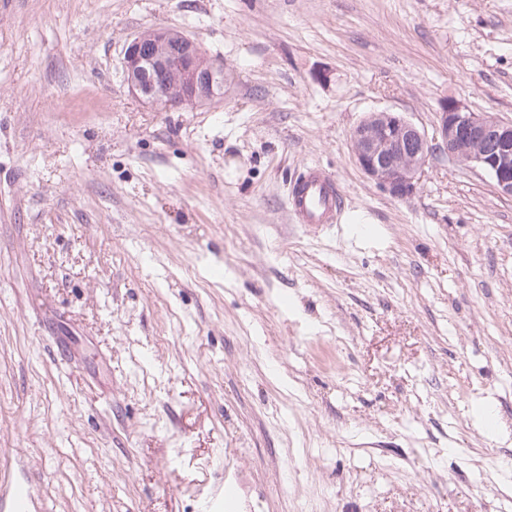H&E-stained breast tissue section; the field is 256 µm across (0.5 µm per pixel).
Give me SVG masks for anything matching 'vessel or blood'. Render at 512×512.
<instances>
[{
    "label": "vessel or blood",
    "mask_w": 512,
    "mask_h": 512,
    "mask_svg": "<svg viewBox=\"0 0 512 512\" xmlns=\"http://www.w3.org/2000/svg\"><path fill=\"white\" fill-rule=\"evenodd\" d=\"M288 208L293 223L303 226L336 224L344 212V196L331 173L321 165L311 164L292 181ZM33 496L31 484H10L4 496L7 512H32Z\"/></svg>",
    "instance_id": "1"
}]
</instances>
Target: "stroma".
I'll list each match as a JSON object with an SVG mask.
<instances>
[{
	"mask_svg": "<svg viewBox=\"0 0 512 512\" xmlns=\"http://www.w3.org/2000/svg\"><path fill=\"white\" fill-rule=\"evenodd\" d=\"M168 27L224 95L123 80ZM512 122V0H0V478L34 512H512V198L352 130ZM339 225L291 223L305 167ZM493 413L496 428L484 423ZM124 76L144 104L171 111L194 107L224 94V63L207 57L186 34L158 27L127 46ZM362 172L396 198L412 195L432 150L426 135L395 112L373 113L351 135ZM415 152L409 154V146ZM34 488L27 482L10 484L2 498L8 512H32Z\"/></svg>",
	"mask_w": 512,
	"mask_h": 512,
	"instance_id": "35a3bbf8",
	"label": "stroma"
}]
</instances>
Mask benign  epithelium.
Returning <instances> with one entry per match:
<instances>
[{
	"label": "benign epithelium",
	"instance_id": "obj_1",
	"mask_svg": "<svg viewBox=\"0 0 512 512\" xmlns=\"http://www.w3.org/2000/svg\"><path fill=\"white\" fill-rule=\"evenodd\" d=\"M131 94L144 104L171 111L204 104L224 94V63L207 57L186 34L158 27L135 37L124 55ZM437 148L458 163L480 168L497 189L512 196V123L443 102ZM362 172L396 198L413 194L428 154L426 135L395 112H377L351 135ZM494 148L487 150V141Z\"/></svg>",
	"mask_w": 512,
	"mask_h": 512
}]
</instances>
